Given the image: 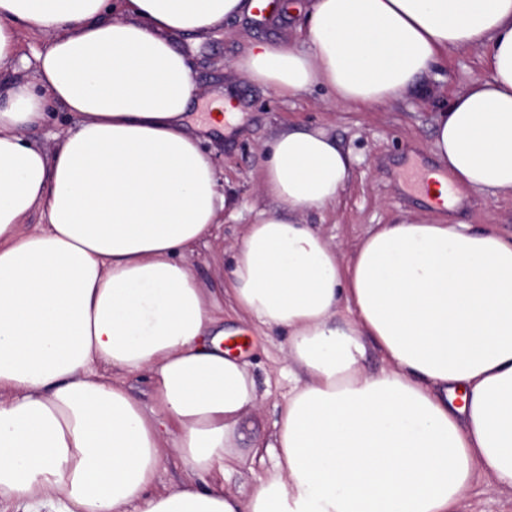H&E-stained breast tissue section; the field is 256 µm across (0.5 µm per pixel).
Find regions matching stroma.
I'll return each mask as SVG.
<instances>
[{"instance_id": "1", "label": "stroma", "mask_w": 512, "mask_h": 512, "mask_svg": "<svg viewBox=\"0 0 512 512\" xmlns=\"http://www.w3.org/2000/svg\"><path fill=\"white\" fill-rule=\"evenodd\" d=\"M298 2L292 13H270L260 20L228 17L198 42L178 43L189 59L197 94L185 118L198 126L203 138L213 141L218 187L232 209L217 237L187 258L193 274L208 288L220 285L213 254L222 248L232 249L257 212L272 207L259 192L260 152L277 129L290 124L325 129L353 156V173L339 203L310 209L304 215L307 222L332 237L339 258L345 261L367 231L400 216L428 212V205L414 195L403 174L421 164L431 165L433 117L438 107L474 80L490 75L483 50H451L440 58L423 87L373 111L336 106L321 85L294 97L280 96L269 85L239 75L233 64L254 41L306 50L308 0ZM221 90L235 96L241 109L235 122L218 133L208 126L207 96ZM449 216L459 224L474 228L494 224L503 235L512 234V198L508 196L471 195L450 210ZM224 329L237 333L240 359L252 369L258 384L269 387L259 412L249 415L245 434L272 440L288 394V362L282 352L286 338L278 332L263 333L229 309L224 312ZM276 462L271 453L261 459L244 458L227 473L224 486L240 497H249Z\"/></svg>"}]
</instances>
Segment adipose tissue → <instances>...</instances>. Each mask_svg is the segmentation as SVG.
<instances>
[{
  "mask_svg": "<svg viewBox=\"0 0 512 512\" xmlns=\"http://www.w3.org/2000/svg\"><path fill=\"white\" fill-rule=\"evenodd\" d=\"M250 0H0V498L19 512H458L475 478L512 501V236L431 217L368 232L348 262L302 214L335 204L354 164L323 129L285 127L258 212L231 255L234 307L287 336L294 375L272 441L241 449L262 397L225 351L186 257L226 198L187 127L178 39ZM47 43L27 55L21 29ZM308 48L253 43L239 73L336 104L397 100L442 52L482 48L491 76L435 116L449 185L512 196V0H311ZM76 116L32 142L49 104ZM42 222L30 227L33 214ZM384 369L368 372L367 343ZM149 373L143 404L125 377ZM277 465L249 498L220 478ZM175 454L179 484L154 487Z\"/></svg>",
  "mask_w": 512,
  "mask_h": 512,
  "instance_id": "1",
  "label": "adipose tissue"
}]
</instances>
